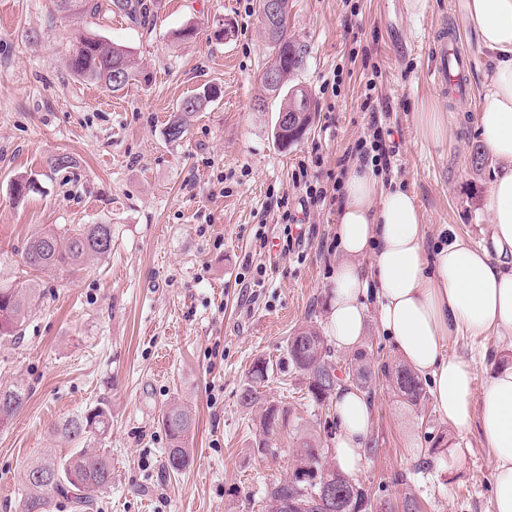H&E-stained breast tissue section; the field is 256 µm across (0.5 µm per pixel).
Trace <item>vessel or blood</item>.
<instances>
[{
	"instance_id": "vessel-or-blood-1",
	"label": "vessel or blood",
	"mask_w": 512,
	"mask_h": 512,
	"mask_svg": "<svg viewBox=\"0 0 512 512\" xmlns=\"http://www.w3.org/2000/svg\"><path fill=\"white\" fill-rule=\"evenodd\" d=\"M433 56L435 85L440 91L454 97L473 95V64L460 47L454 31L446 28L436 30Z\"/></svg>"
}]
</instances>
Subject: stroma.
<instances>
[{"label": "stroma", "instance_id": "stroma-1", "mask_svg": "<svg viewBox=\"0 0 512 512\" xmlns=\"http://www.w3.org/2000/svg\"><path fill=\"white\" fill-rule=\"evenodd\" d=\"M141 26L103 6L91 16L53 0H0V275L38 296L18 336L0 337V383L29 391L0 427V512H22L20 475L43 449L57 447L54 423L105 403L112 487L97 512H261L267 485L287 475L301 435L324 412L301 378L279 369L286 340L310 325L327 330V292L341 260L338 203L311 204L295 177L299 164L320 185L341 174L337 159L372 128L390 132L389 173L413 194L426 246L449 234L489 242L487 202L494 158L484 147L479 98L449 103L434 87L435 28L460 31L482 89L488 67L466 0H428L422 15L405 0H288V35L305 50L292 84L307 89L315 118L288 149L273 141L282 103L262 74L269 48L259 0H153ZM232 23L234 35L215 30ZM198 29L177 41L174 30ZM395 28L407 53L387 40ZM96 34L130 47L142 78L121 91L73 78L68 44ZM336 93H324L332 78ZM374 80L377 109L360 104ZM214 101L184 137L164 128L181 101L203 86ZM442 112V146L419 131L421 105ZM67 155L53 169L51 157ZM39 192L18 199L15 179ZM112 227V250L83 270L23 274L20 252L37 229ZM271 373L267 400L288 407L293 432L257 452L256 413L240 392L256 360ZM173 403L195 419L193 458L181 473L164 466L163 411ZM448 452L419 466L425 436ZM370 439L377 451L358 480L384 497L413 495L423 512H494L491 450L478 428L456 431L433 402L409 403L377 379ZM406 480L392 484L396 472Z\"/></svg>", "mask_w": 512, "mask_h": 512}]
</instances>
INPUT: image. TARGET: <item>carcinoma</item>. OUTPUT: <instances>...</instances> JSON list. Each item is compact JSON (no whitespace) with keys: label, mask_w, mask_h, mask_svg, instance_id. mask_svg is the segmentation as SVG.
<instances>
[{"label":"carcinoma","mask_w":512,"mask_h":512,"mask_svg":"<svg viewBox=\"0 0 512 512\" xmlns=\"http://www.w3.org/2000/svg\"><path fill=\"white\" fill-rule=\"evenodd\" d=\"M113 7L128 18L146 23L152 10L147 0H111ZM280 22L275 34L268 37L270 47L268 71H278L282 81L274 92H286L282 112L293 109L294 103L303 102V111L290 126H280L274 132L281 147L299 142L307 133L312 120V98L309 92L297 86H288V77L301 66L302 51L288 37V0H280ZM69 67L73 76L84 82L105 86L115 92L124 89L136 79L130 48L124 44L103 39L93 34L80 35L69 41ZM123 73L120 83L111 80L112 71ZM205 87L203 91L185 98L165 129L170 141L182 139L190 119L204 104L211 101ZM112 249V225L84 224L65 234L53 228L41 229L25 243L21 258L31 272L49 269L79 271L90 259L102 257ZM36 289L20 288L8 279L0 278V336L20 332L24 319L35 299ZM279 366L301 376L310 400L322 407L336 396L342 384H351L372 396L376 378L383 376L393 383L415 405L427 400V390L421 377L405 365L386 360H374L364 350L350 356L345 377L337 373L334 353L325 337L316 329L302 326L288 336L286 349ZM269 377L268 363L262 359L253 363L248 382L240 393L243 407L258 411L260 439L257 448L266 450L273 438L288 431V408L266 399L260 390ZM26 390L20 383L0 385V426L9 421L23 407ZM162 427L169 445L165 450L166 466L173 472L184 470L191 462L189 438L193 428L191 411L177 403L162 415ZM112 430V416L104 406H95L68 417L52 428L51 432L67 445L60 456H47L29 466L23 473L22 484L26 494L23 512H51L55 499L72 500L78 508H91L99 495L112 486V464L102 443ZM295 464L287 477L266 489L264 512H395L392 502L372 497L370 488L343 474L331 459L329 449L318 445L315 438L307 437L294 449ZM54 470L63 475L59 482H44L36 477L43 471ZM334 491V501L322 493V484Z\"/></svg>","instance_id":"1"}]
</instances>
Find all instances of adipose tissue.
Masks as SVG:
<instances>
[{
  "label": "adipose tissue",
  "instance_id": "obj_1",
  "mask_svg": "<svg viewBox=\"0 0 512 512\" xmlns=\"http://www.w3.org/2000/svg\"><path fill=\"white\" fill-rule=\"evenodd\" d=\"M468 18L489 54L478 128L500 163L488 202L490 246L453 237L435 251L415 197L352 163L343 183L336 235L345 255L329 292L328 333L347 353L359 351L368 302L401 359L429 379L434 406L460 432L479 426L492 450L495 512H512V362L496 361L483 390L473 362L450 355L456 336L512 335V0H466ZM334 456L359 471L372 406L345 384L334 402Z\"/></svg>",
  "mask_w": 512,
  "mask_h": 512
}]
</instances>
